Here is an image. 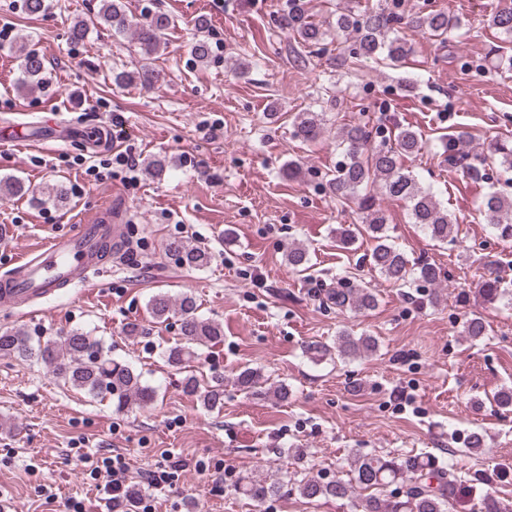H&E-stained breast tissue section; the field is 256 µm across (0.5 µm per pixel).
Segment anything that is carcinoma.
I'll use <instances>...</instances> for the list:
<instances>
[{
	"label": "carcinoma",
	"mask_w": 512,
	"mask_h": 512,
	"mask_svg": "<svg viewBox=\"0 0 512 512\" xmlns=\"http://www.w3.org/2000/svg\"><path fill=\"white\" fill-rule=\"evenodd\" d=\"M286 9L276 20L277 27L304 48H312L322 56L328 52L329 30L313 22L307 0H286ZM97 19L108 24L117 33L129 35L148 58L157 53L163 32L171 19L155 13L142 22L128 19L120 0H100ZM457 18L441 11L429 9L406 15L399 10L397 0H381L377 6L357 11L350 6L336 14L332 27L336 32L338 58L343 65H357L383 55L393 66L406 61L412 52L410 36L413 34L444 37L448 30L458 26ZM489 26L512 37V0H499L489 19ZM20 88L31 90L44 83L43 57L19 42ZM153 73L145 66L113 74L120 86L133 83L148 84ZM326 113L296 112L291 119L292 136L302 143L316 141L326 130ZM340 159L332 177L325 180V189L336 200L357 204L362 225L357 230L341 227L336 230V241L347 249L355 243L356 234H367L375 241L368 254L372 269L386 280L401 287L419 281L435 285L441 280L440 269L429 263H417L387 234V218L382 201L399 200L404 203L412 223L418 224L431 239L446 244L457 239L459 222L449 213L430 187L424 186L414 170L403 160L419 155L424 141L420 130L395 124L389 128L367 123L346 125L337 132ZM448 165L458 167L470 180L481 182L486 170L497 168L512 171V136L495 140L490 151L478 154L471 148V133L464 127H453L438 137ZM27 193L23 181L15 176L0 178V199L22 197ZM479 212L489 224L492 234L500 241H512V194L492 186L483 195ZM167 255L179 265L192 269L207 267L212 259L206 247L195 246L174 238L167 245ZM288 266L296 272L311 267L309 248L301 243L288 245L285 254ZM480 294L483 302L512 305V287L501 279L493 264L487 265ZM327 301L340 311L365 312L376 307L375 295L367 288H349L339 285L327 293ZM147 310L156 324L178 319L182 342L164 352L167 364L186 368L197 357L196 347L220 341L224 330L220 324L198 314L192 294L183 292L170 295L157 292L147 302ZM463 334L471 340L487 335V326L478 313L470 314L463 323ZM336 354L342 359H356L377 349L375 337L343 330L336 337ZM15 357L42 364L63 384L84 391L93 398L107 399L122 412L133 406L145 407L155 397V390L141 382V376L123 362L109 357L100 340L88 333L71 330L45 341H33L20 330L0 332V357ZM263 376L253 368H245L236 376L240 390L262 394ZM183 392L195 396L208 408L224 405V381L215 379L202 385L194 375L182 382ZM350 471L355 484L364 489L381 490L390 485L400 490L389 498L371 495L361 500L356 508L361 512H452L465 496V481L451 467L436 466L430 459L419 457L398 460L378 455L351 459ZM353 484V485H355ZM353 485L342 480L324 481L311 476L297 484V491L308 500L322 498L352 499ZM280 480L268 481L244 476L237 490L247 498L264 502L281 492ZM476 512H512V506L487 492L474 505Z\"/></svg>",
	"instance_id": "obj_1"
}]
</instances>
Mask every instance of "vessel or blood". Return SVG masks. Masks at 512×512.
Masks as SVG:
<instances>
[{"label": "vessel or blood", "mask_w": 512, "mask_h": 512, "mask_svg": "<svg viewBox=\"0 0 512 512\" xmlns=\"http://www.w3.org/2000/svg\"><path fill=\"white\" fill-rule=\"evenodd\" d=\"M119 217L103 206L84 217L73 233L51 238L46 245L17 257L0 273V301L20 310L53 297L65 287L88 285L109 263L99 252L103 234L118 238Z\"/></svg>", "instance_id": "1"}]
</instances>
